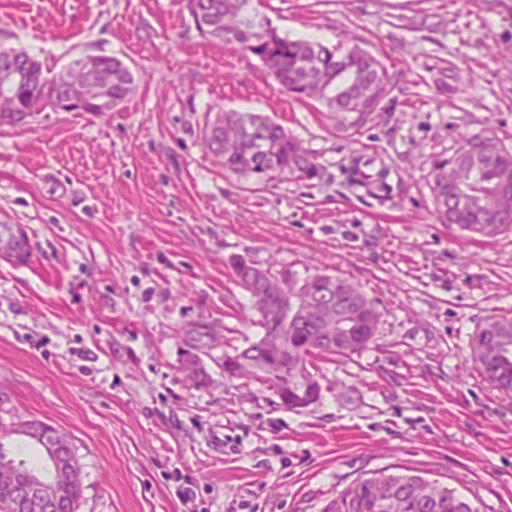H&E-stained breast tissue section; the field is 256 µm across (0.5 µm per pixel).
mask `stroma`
Returning <instances> with one entry per match:
<instances>
[{"label": "stroma", "instance_id": "stroma-1", "mask_svg": "<svg viewBox=\"0 0 512 512\" xmlns=\"http://www.w3.org/2000/svg\"><path fill=\"white\" fill-rule=\"evenodd\" d=\"M257 9L280 35L386 65L394 87L364 128L204 38L186 0H0V45L49 72L104 53L142 77L105 115L0 126V224L30 242L28 260L0 257V422L71 438L76 512H332L379 469L512 512V396L465 360L476 325L512 311V231L440 223L430 190L432 159L463 136L512 150V0ZM221 109L282 125L322 178L224 171L201 144ZM234 255L341 277L377 302L367 350L314 360L306 408L224 372L262 333Z\"/></svg>", "mask_w": 512, "mask_h": 512}]
</instances>
